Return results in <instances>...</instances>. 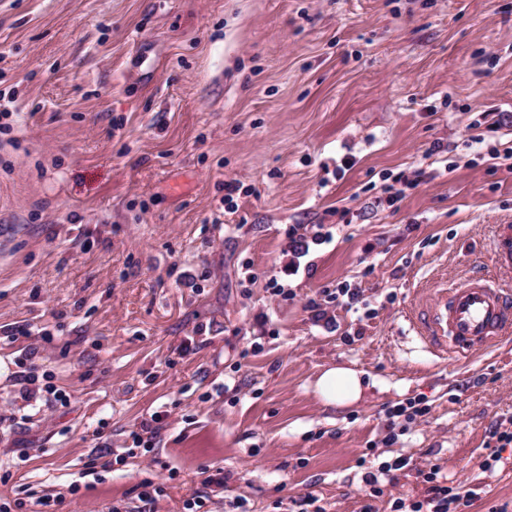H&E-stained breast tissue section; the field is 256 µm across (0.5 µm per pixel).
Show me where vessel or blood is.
I'll return each mask as SVG.
<instances>
[{"instance_id":"1","label":"vessel or blood","mask_w":512,"mask_h":512,"mask_svg":"<svg viewBox=\"0 0 512 512\" xmlns=\"http://www.w3.org/2000/svg\"><path fill=\"white\" fill-rule=\"evenodd\" d=\"M426 339L441 359H467L512 338V293L479 279L440 289L424 319Z\"/></svg>"}]
</instances>
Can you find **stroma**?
Returning a JSON list of instances; mask_svg holds the SVG:
<instances>
[{
	"mask_svg": "<svg viewBox=\"0 0 512 512\" xmlns=\"http://www.w3.org/2000/svg\"><path fill=\"white\" fill-rule=\"evenodd\" d=\"M1 104L0 512H512V344L418 337L512 290V0H0ZM422 336L441 359H468L512 335V300L502 288L479 279L463 288H443L424 317ZM375 386V381H365L357 370L336 365L320 374L315 382V392L324 405L345 408L360 401ZM409 465V461L405 458H395L391 462H383L378 466V469L376 470L378 474L383 476L392 477L391 474L393 471L402 470L404 468H407ZM374 471H367L363 476V482L365 483V486H369L370 490V496H376V494L379 492L377 489V484L379 483L378 474ZM441 467L436 463H429L428 470L422 471L425 483V495L422 500L411 501L406 505V499L398 498L394 502L393 512H463L468 507V501L461 496L456 487L445 485L438 480ZM430 510H427L428 507ZM426 508V510H423ZM408 509V510H407Z\"/></svg>",
	"mask_w": 512,
	"mask_h": 512,
	"instance_id": "obj_1",
	"label": "stroma"
}]
</instances>
